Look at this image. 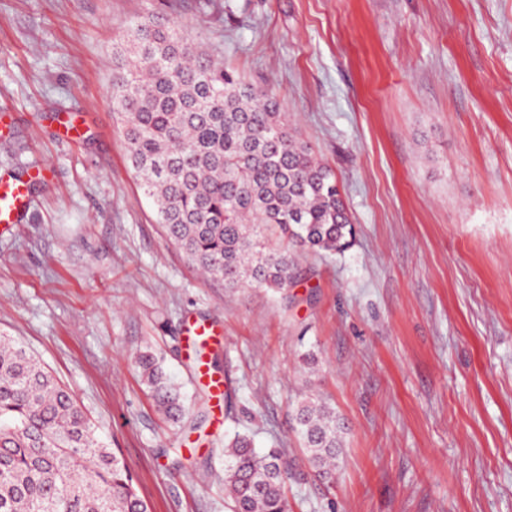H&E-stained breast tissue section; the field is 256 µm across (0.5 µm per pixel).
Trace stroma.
<instances>
[{"instance_id":"stroma-1","label":"stroma","mask_w":512,"mask_h":512,"mask_svg":"<svg viewBox=\"0 0 512 512\" xmlns=\"http://www.w3.org/2000/svg\"><path fill=\"white\" fill-rule=\"evenodd\" d=\"M267 86L357 228L287 293L202 278L165 238L112 110V48L146 13ZM39 169L0 230V334L118 449L150 512H230L224 442L286 451L289 512H512V0H0V173ZM203 356L224 419L183 348ZM152 348L191 408L156 410ZM320 395L346 434L320 478L291 429ZM218 336H221V333L212 325L190 322L184 338V348L187 356L194 362L197 378L208 387L212 397L219 403L224 396V380L214 377L207 361L200 356V348L207 343H214Z\"/></svg>"}]
</instances>
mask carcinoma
Masks as SVG:
<instances>
[{
  "mask_svg": "<svg viewBox=\"0 0 512 512\" xmlns=\"http://www.w3.org/2000/svg\"><path fill=\"white\" fill-rule=\"evenodd\" d=\"M112 109L166 238L224 287L283 292L301 276L298 252L336 255L354 244L335 172L268 89L188 42L178 22L149 14L113 47ZM132 363L167 420L188 415L161 357L146 349ZM293 422L312 468L333 477L345 430L335 409L306 396ZM288 474L277 448L259 455L240 434L224 444L232 512H288ZM0 512H149L73 394L2 335Z\"/></svg>",
  "mask_w": 512,
  "mask_h": 512,
  "instance_id": "cac0c4a2",
  "label": "carcinoma"
}]
</instances>
